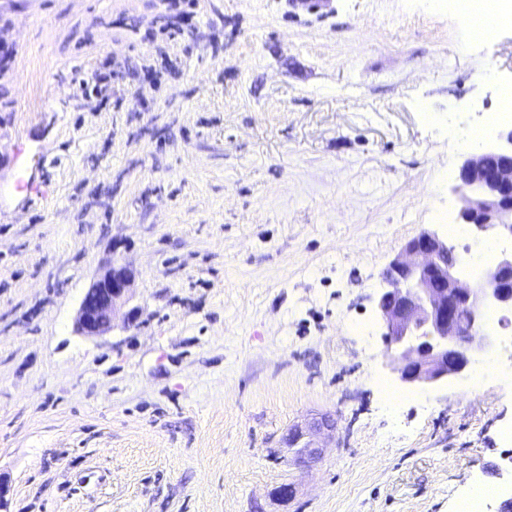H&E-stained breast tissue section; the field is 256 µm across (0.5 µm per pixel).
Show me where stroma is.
<instances>
[{
  "instance_id": "obj_1",
  "label": "stroma",
  "mask_w": 512,
  "mask_h": 512,
  "mask_svg": "<svg viewBox=\"0 0 512 512\" xmlns=\"http://www.w3.org/2000/svg\"><path fill=\"white\" fill-rule=\"evenodd\" d=\"M468 31L455 0H0L10 512H456L512 485L503 345L392 409L373 310L404 244L447 233L459 139L512 85V19ZM162 53L176 72L141 105ZM118 256L139 319L76 335ZM322 416L321 459L289 460Z\"/></svg>"
}]
</instances>
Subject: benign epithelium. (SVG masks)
<instances>
[{"label": "benign epithelium", "mask_w": 512, "mask_h": 512, "mask_svg": "<svg viewBox=\"0 0 512 512\" xmlns=\"http://www.w3.org/2000/svg\"><path fill=\"white\" fill-rule=\"evenodd\" d=\"M457 218L477 238L512 240V126H501L482 150L465 154L452 184ZM465 259L435 230L410 239L383 272L374 297L383 357L402 389L440 387L460 377L494 345L487 315L512 312V249L497 253L490 272L471 284ZM134 274L122 260L92 280L76 317L82 336L100 337L113 328L129 302ZM297 427L287 439L299 457L321 454V446Z\"/></svg>", "instance_id": "7a95c632"}]
</instances>
